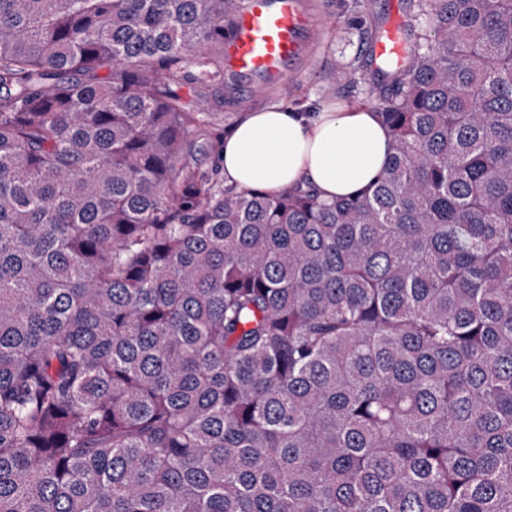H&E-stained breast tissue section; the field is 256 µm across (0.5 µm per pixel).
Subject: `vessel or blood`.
<instances>
[{
	"instance_id": "1",
	"label": "vessel or blood",
	"mask_w": 512,
	"mask_h": 512,
	"mask_svg": "<svg viewBox=\"0 0 512 512\" xmlns=\"http://www.w3.org/2000/svg\"><path fill=\"white\" fill-rule=\"evenodd\" d=\"M315 0H242L224 32L229 95L275 87L304 66L317 41Z\"/></svg>"
}]
</instances>
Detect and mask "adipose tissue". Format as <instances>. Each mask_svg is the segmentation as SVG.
Here are the masks:
<instances>
[{
	"instance_id": "1",
	"label": "adipose tissue",
	"mask_w": 512,
	"mask_h": 512,
	"mask_svg": "<svg viewBox=\"0 0 512 512\" xmlns=\"http://www.w3.org/2000/svg\"><path fill=\"white\" fill-rule=\"evenodd\" d=\"M391 136L372 108L337 103L315 114L271 106L225 136L224 182L277 193L299 183L332 200L366 189L388 163Z\"/></svg>"
}]
</instances>
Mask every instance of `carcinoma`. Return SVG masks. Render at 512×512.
<instances>
[{
  "instance_id": "cac0c4a2",
  "label": "carcinoma",
  "mask_w": 512,
  "mask_h": 512,
  "mask_svg": "<svg viewBox=\"0 0 512 512\" xmlns=\"http://www.w3.org/2000/svg\"><path fill=\"white\" fill-rule=\"evenodd\" d=\"M239 4L0 0V512H512V0L331 202L194 163Z\"/></svg>"
}]
</instances>
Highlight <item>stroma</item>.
I'll list each match as a JSON object with an SVG mask.
<instances>
[{"instance_id":"1","label":"stroma","mask_w":512,"mask_h":512,"mask_svg":"<svg viewBox=\"0 0 512 512\" xmlns=\"http://www.w3.org/2000/svg\"><path fill=\"white\" fill-rule=\"evenodd\" d=\"M317 2L321 32L303 74L272 89L258 88L244 100L225 101L215 120L219 133L228 134L245 113L274 104L305 112L337 102L370 104L377 65L371 47L388 27V0Z\"/></svg>"}]
</instances>
